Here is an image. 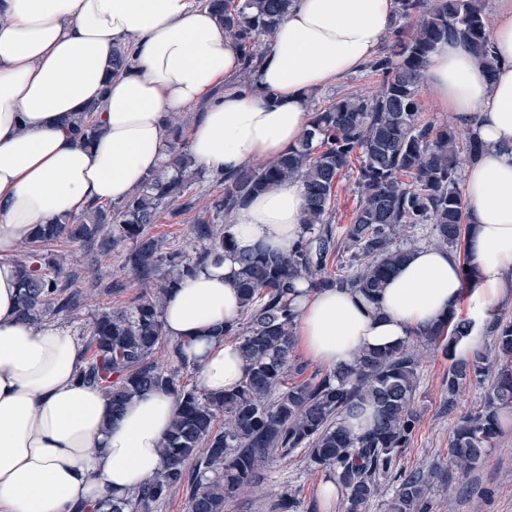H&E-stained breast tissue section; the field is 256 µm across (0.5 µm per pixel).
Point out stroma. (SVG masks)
Listing matches in <instances>:
<instances>
[{
  "mask_svg": "<svg viewBox=\"0 0 512 512\" xmlns=\"http://www.w3.org/2000/svg\"><path fill=\"white\" fill-rule=\"evenodd\" d=\"M55 254L72 268L85 270L87 277L104 281L125 280L120 291L97 290L84 305L79 318L66 320L73 335H81L91 317L98 313L128 307L140 291L139 284L129 281L122 268L118 251L102 254L96 265L86 267L80 251L66 243L54 245ZM448 372V362L441 350L425 351L421 381L414 408L419 422L410 448L400 456L398 469L410 473L448 456V441L454 417L449 414L442 394V380ZM325 471L310 466L303 451L275 456L256 488L236 494L225 504V512H269L281 493L295 492L297 512H345L344 498H337L333 507H325L319 487L326 481ZM431 512H512V424L507 425L500 443L481 464L466 475L452 481H440L431 491Z\"/></svg>",
  "mask_w": 512,
  "mask_h": 512,
  "instance_id": "35a3bbf8",
  "label": "stroma"
}]
</instances>
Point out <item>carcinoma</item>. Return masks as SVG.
<instances>
[{"label": "carcinoma", "mask_w": 512, "mask_h": 512, "mask_svg": "<svg viewBox=\"0 0 512 512\" xmlns=\"http://www.w3.org/2000/svg\"><path fill=\"white\" fill-rule=\"evenodd\" d=\"M203 2L239 45L244 66L238 86L250 88L264 56L259 40L270 37L294 0ZM396 2L388 44L362 67L380 77L378 89L323 105L310 101L311 128L277 159L236 174L208 175L192 160L176 114L169 120V159L161 171L121 201L92 203L79 215L34 231L18 262L19 315L37 326L49 317L75 318L101 286L55 260L48 245L64 241L90 264L98 252L124 246L122 269L142 291L129 307L88 323L92 354L79 377L103 389L114 417L133 397L150 391L169 392L177 402L160 471L132 497L104 502L101 512H155L185 485L192 489L188 512H224L229 497L261 481L274 455L297 449L307 450L310 462L344 488L345 512H366L387 478L399 479L390 512H429L434 469L396 473L417 423L412 403L419 387V343L438 347L448 359L443 380L448 410H454L463 386L490 381L483 405L454 421L448 475L474 468L497 446L504 418L512 416V320L495 310L486 321L489 343L465 359L457 357L456 348L469 335L470 322L455 307L433 328L397 347L363 350L339 372L305 378V366L293 358L297 281L319 290L354 288L372 300L407 260L404 240L413 230L429 227L430 243L452 250L469 232L460 174L484 145L454 123L424 119L419 95L430 54L449 38L468 46L487 73L495 71L486 0ZM130 54L127 46L113 48L112 75L125 68ZM97 109L93 103L67 119L73 135L88 145L101 134ZM347 175L354 176L357 202L350 224L341 227L331 202ZM290 178L306 186L302 232L292 249L236 256L242 310L221 333L238 343L247 376L234 391L204 393L184 380L190 366L184 344L164 335V301L182 279L234 253L227 221L252 196ZM207 181L222 186V193L200 210L193 190ZM167 210L174 217L192 214L190 249L166 251L149 234ZM163 346L168 361L161 366L154 354ZM366 405L374 408V420L355 433L346 421Z\"/></svg>", "instance_id": "obj_1"}]
</instances>
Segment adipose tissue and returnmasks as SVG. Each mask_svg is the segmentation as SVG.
<instances>
[{
  "label": "adipose tissue",
  "instance_id": "ef3b65f1",
  "mask_svg": "<svg viewBox=\"0 0 512 512\" xmlns=\"http://www.w3.org/2000/svg\"><path fill=\"white\" fill-rule=\"evenodd\" d=\"M394 11V0H295L244 92L233 82L242 53L199 0H0V512H91L130 497L160 470L176 407L154 391L113 415L102 389L79 377L84 345L60 324L19 317V247L37 225L124 199L159 171L173 113L202 106L189 149L205 170L231 174L284 154L310 127L308 93L372 59ZM490 38L493 76L456 40L427 68L432 96L485 146L464 170L475 281L463 288L449 249L419 245L373 300L297 282V334L315 363L333 371L361 349L396 346L464 295L482 328L512 288V0ZM119 44L131 57L114 77ZM93 102L103 133L88 146L64 120ZM305 196L294 179L251 199L233 220L236 252H288ZM237 269L225 256L184 279L164 308L165 335L185 343L209 393L237 389L247 372L220 333L241 313Z\"/></svg>",
  "mask_w": 512,
  "mask_h": 512
}]
</instances>
